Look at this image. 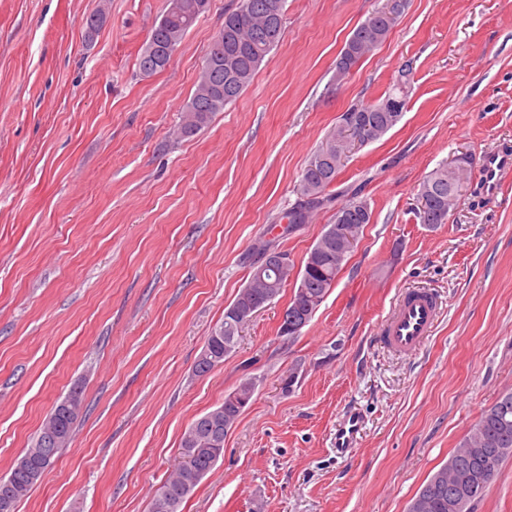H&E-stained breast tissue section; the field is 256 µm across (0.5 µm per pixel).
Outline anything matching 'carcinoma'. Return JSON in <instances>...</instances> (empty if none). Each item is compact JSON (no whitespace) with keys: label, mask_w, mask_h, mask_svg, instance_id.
Here are the masks:
<instances>
[{"label":"carcinoma","mask_w":512,"mask_h":512,"mask_svg":"<svg viewBox=\"0 0 512 512\" xmlns=\"http://www.w3.org/2000/svg\"><path fill=\"white\" fill-rule=\"evenodd\" d=\"M209 6V0H181L176 11L164 12L152 27L148 42L138 57V69L151 76L167 66L165 51L175 52L189 29ZM283 0H239L236 9L224 15V26L213 38L207 52L195 91L187 102L181 123V134L190 136L207 126L214 115L234 102L251 82L266 56L278 45L282 35ZM398 16L376 8L358 25L345 42L336 60V81L341 83L367 55L388 37ZM407 84L393 83L377 101L349 108L339 116L344 122L352 112L365 114L370 129L369 142L379 140L401 119L406 104ZM348 155L339 139L332 134L310 157L304 167L295 193L297 201L288 210V226L308 222L311 211L330 201V188L336 183ZM467 170L448 168L444 163L423 180L417 194V216L420 223L436 228L448 221L463 190L468 187ZM367 200L354 195L341 204L334 219L342 224L363 225L371 222ZM313 250L318 261H305L299 278L305 281L303 300L293 296L287 306L288 315L307 325L327 293L344 269L348 255L338 253L336 239L322 233ZM302 302L301 309L294 308ZM237 325L224 317L205 340L204 349L195 365V374L203 376L224 363V345L234 346ZM246 404L233 403L226 396L220 406L209 411L211 417L200 416L181 437L180 460L169 478L154 495L150 512H180L183 501L224 455V436L237 423ZM81 410L78 389L56 404L41 423L31 445L10 473L0 477V504L8 501L6 510L15 512L48 472L63 448L71 442L74 423ZM512 455V393H506L480 416L463 437L457 449L426 483L407 506V512H469L470 505L484 493L500 464ZM461 502L453 510V500Z\"/></svg>","instance_id":"carcinoma-1"}]
</instances>
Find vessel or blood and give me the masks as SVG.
Listing matches in <instances>:
<instances>
[{"mask_svg": "<svg viewBox=\"0 0 512 512\" xmlns=\"http://www.w3.org/2000/svg\"><path fill=\"white\" fill-rule=\"evenodd\" d=\"M512 170V154L504 151L485 153L480 160V183L487 195H496L505 172ZM439 303L434 293L425 288L406 292L390 315L381 322L379 336L382 342L400 354L415 352L431 336L438 317ZM359 424L348 418L336 429L334 446L337 453L352 448Z\"/></svg>", "mask_w": 512, "mask_h": 512, "instance_id": "vessel-or-blood-1", "label": "vessel or blood"}]
</instances>
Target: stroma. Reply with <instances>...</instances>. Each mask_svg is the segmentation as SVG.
Listing matches in <instances>:
<instances>
[{
  "instance_id": "stroma-1",
  "label": "stroma",
  "mask_w": 512,
  "mask_h": 512,
  "mask_svg": "<svg viewBox=\"0 0 512 512\" xmlns=\"http://www.w3.org/2000/svg\"><path fill=\"white\" fill-rule=\"evenodd\" d=\"M384 0H284L283 35L249 86L178 133L238 0H210L170 65L137 59L164 0H0V477L53 405L81 392L71 443L17 512H148L185 429L245 379L256 389L182 512H406L481 414L512 392V173L464 193L447 224L414 212L456 153L512 152V0H407L344 82L336 59ZM105 18L95 33L86 19ZM401 121L353 150L331 192L372 220L299 336L286 285L210 374L194 365L260 245L302 265L336 212L287 232L312 153L404 65ZM444 310L415 354L376 329L406 289ZM358 416L357 442L331 437ZM474 512H512V457Z\"/></svg>"
}]
</instances>
